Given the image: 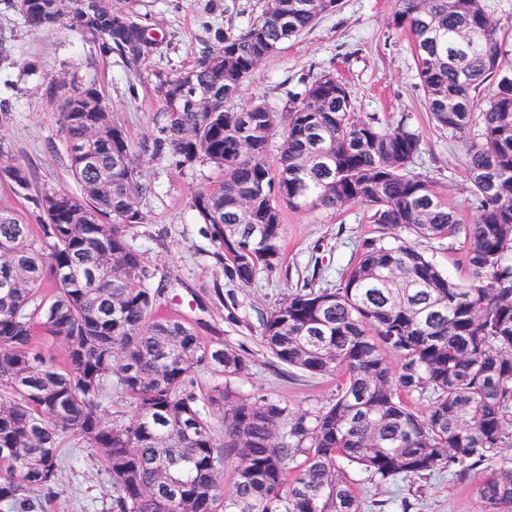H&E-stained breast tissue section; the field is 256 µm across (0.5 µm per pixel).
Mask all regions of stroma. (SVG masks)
I'll use <instances>...</instances> for the list:
<instances>
[{
    "label": "stroma",
    "mask_w": 512,
    "mask_h": 512,
    "mask_svg": "<svg viewBox=\"0 0 512 512\" xmlns=\"http://www.w3.org/2000/svg\"><path fill=\"white\" fill-rule=\"evenodd\" d=\"M112 13L140 26L150 40L137 64L109 41L72 28L69 20L30 27L15 0H0V167L24 166L34 174L20 190L0 178V208L39 226L38 201L50 192L79 194L69 171L63 133V104L96 89L124 129L147 192L144 222L129 234L145 263L163 285L162 315L187 322L209 345L235 348L248 362L247 374L231 379V390L250 400L276 401L293 412H312L335 398L339 376H312L282 365L261 341L260 319L289 294L311 283L334 288L366 242L391 247L395 233L369 223L366 207L338 211L283 212V264L243 286L227 279L218 246L193 209V196L217 173L206 163L178 168L155 151L165 123L160 85L220 47L228 28L245 27L263 0H105ZM396 0H342L341 6L298 38L265 58L238 89L234 106L254 100L282 109L289 93L324 72L346 83L360 115L382 123L406 122L423 137L418 173L461 213L473 215L460 140L436 128L414 76L407 36L388 21ZM420 249L448 275L464 281L462 238L423 240ZM90 448L66 439L58 482L43 498V512H110L112 484ZM361 512H481L474 484L436 475L413 485L394 486L357 475ZM408 510H400V503Z\"/></svg>",
    "instance_id": "35a3bbf8"
}]
</instances>
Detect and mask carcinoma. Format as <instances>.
Listing matches in <instances>:
<instances>
[{
	"mask_svg": "<svg viewBox=\"0 0 512 512\" xmlns=\"http://www.w3.org/2000/svg\"><path fill=\"white\" fill-rule=\"evenodd\" d=\"M388 28L406 35L435 125L464 138L475 214L465 220L415 171L420 134L400 122L356 116L351 91L324 73L282 110L227 103L258 64L314 27L339 0H265L242 29L161 87L159 146L172 164L213 165L217 180L193 208L218 244L224 275L248 285L280 268L282 210L364 205L371 222L416 239L464 236L469 280L450 279L409 241L367 243L338 287L305 285L263 319L261 338L281 363L310 375L343 373L334 402L293 413L251 402L222 384L207 397L194 376L230 378L248 364L204 343L157 311L161 289L128 228L144 221L135 159L93 88L98 111L64 113L81 195L39 201L34 234L0 208V504L35 512L51 493L61 442L99 453L112 481V512H361L353 472L412 484L435 473L470 479L483 512H512V44L494 14L512 0H397ZM25 22L64 15L137 60L140 27L102 0H17ZM209 100L182 109L176 94ZM476 133H470L471 128ZM280 139L276 165L268 160ZM91 151L98 170L83 165ZM20 189L30 173L0 170ZM52 295H43V289ZM44 332L64 344L63 364L34 348ZM399 358L397 368L387 355ZM134 409L108 417L107 379ZM427 402L417 411L408 397ZM237 466L224 488V463Z\"/></svg>",
	"mask_w": 512,
	"mask_h": 512,
	"instance_id": "1",
	"label": "carcinoma"
}]
</instances>
